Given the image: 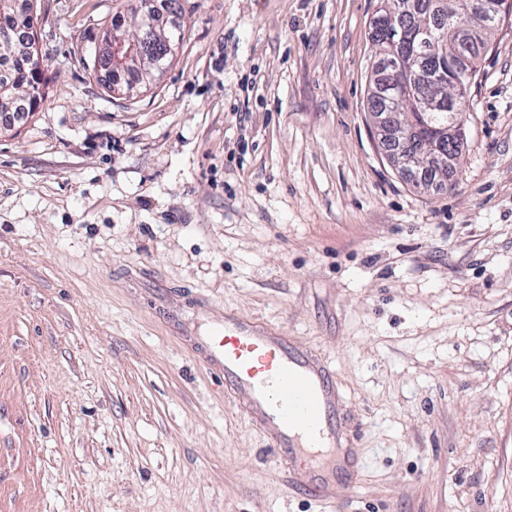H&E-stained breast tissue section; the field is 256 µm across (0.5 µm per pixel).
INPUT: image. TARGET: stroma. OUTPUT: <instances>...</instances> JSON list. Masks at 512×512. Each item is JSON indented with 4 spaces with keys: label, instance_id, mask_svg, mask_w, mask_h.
<instances>
[{
    "label": "stroma",
    "instance_id": "obj_1",
    "mask_svg": "<svg viewBox=\"0 0 512 512\" xmlns=\"http://www.w3.org/2000/svg\"><path fill=\"white\" fill-rule=\"evenodd\" d=\"M152 85L121 0H37L45 96L0 130V512H512V16L423 192L372 135L381 0H177ZM336 373L328 500L209 369L225 313ZM103 40L104 44L111 40H116L105 45V49L110 58V65L115 72L122 70L128 60L137 57L139 54V47L135 43H131L130 46L125 49V44L122 41H118L120 39L111 38L108 33H105Z\"/></svg>",
    "mask_w": 512,
    "mask_h": 512
}]
</instances>
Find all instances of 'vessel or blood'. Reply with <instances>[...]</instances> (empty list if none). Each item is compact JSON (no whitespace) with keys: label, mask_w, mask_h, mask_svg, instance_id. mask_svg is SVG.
Here are the masks:
<instances>
[{"label":"vessel or blood","mask_w":512,"mask_h":512,"mask_svg":"<svg viewBox=\"0 0 512 512\" xmlns=\"http://www.w3.org/2000/svg\"><path fill=\"white\" fill-rule=\"evenodd\" d=\"M224 386L268 434L279 460L310 494L328 496L358 461L338 419L333 369L281 333L234 313L207 339Z\"/></svg>","instance_id":"b4317fda"}]
</instances>
